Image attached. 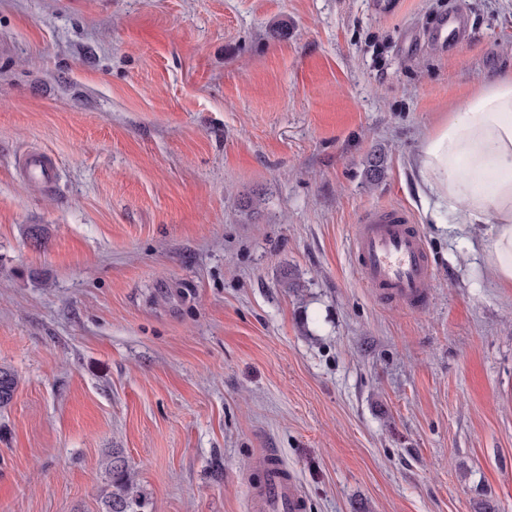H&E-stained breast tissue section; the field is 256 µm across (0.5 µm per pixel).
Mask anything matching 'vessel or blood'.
<instances>
[{
    "mask_svg": "<svg viewBox=\"0 0 512 512\" xmlns=\"http://www.w3.org/2000/svg\"><path fill=\"white\" fill-rule=\"evenodd\" d=\"M434 36L459 43L468 37L461 18L444 17ZM24 169L30 182L51 185L56 161L47 153L28 155ZM353 251L363 278L376 298L409 309L425 307L427 285L434 271L428 261L421 234L406 211L382 208L369 211L358 225ZM303 494L278 454H268L261 465V478L253 489L251 512H305Z\"/></svg>",
    "mask_w": 512,
    "mask_h": 512,
    "instance_id": "b4317fda",
    "label": "vessel or blood"
}]
</instances>
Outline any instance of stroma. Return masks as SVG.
<instances>
[{
  "label": "stroma",
  "instance_id": "1",
  "mask_svg": "<svg viewBox=\"0 0 512 512\" xmlns=\"http://www.w3.org/2000/svg\"><path fill=\"white\" fill-rule=\"evenodd\" d=\"M387 2L0 0V512H102L115 448L144 512H251L271 451L306 512H512V289L411 169L512 67V0ZM385 206L425 308L352 253ZM434 36L438 40H447L448 43H459L469 37L461 18L451 13L444 17L440 24L436 27ZM56 168L54 157L47 153L31 154L24 160V169L29 181L39 185H52ZM353 251L376 298L419 309L428 304L434 271L416 224L400 208L369 211L358 224Z\"/></svg>",
  "mask_w": 512,
  "mask_h": 512
}]
</instances>
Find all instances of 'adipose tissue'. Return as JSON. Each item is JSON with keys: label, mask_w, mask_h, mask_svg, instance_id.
Segmentation results:
<instances>
[{"label": "adipose tissue", "mask_w": 512, "mask_h": 512, "mask_svg": "<svg viewBox=\"0 0 512 512\" xmlns=\"http://www.w3.org/2000/svg\"><path fill=\"white\" fill-rule=\"evenodd\" d=\"M412 163L453 230L479 233L492 285L512 288V69L427 130Z\"/></svg>", "instance_id": "obj_1"}]
</instances>
